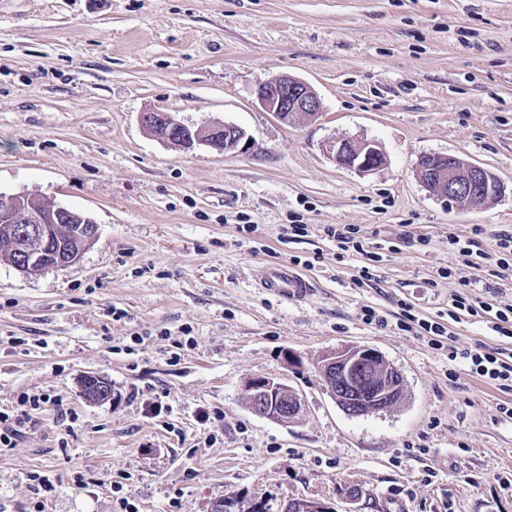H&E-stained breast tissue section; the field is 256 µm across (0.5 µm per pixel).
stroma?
<instances>
[{"instance_id": "stroma-1", "label": "stroma", "mask_w": 512, "mask_h": 512, "mask_svg": "<svg viewBox=\"0 0 512 512\" xmlns=\"http://www.w3.org/2000/svg\"><path fill=\"white\" fill-rule=\"evenodd\" d=\"M281 75L316 90L317 117L284 123L258 105L256 87ZM150 111L232 123L251 144H167L142 128ZM341 138L376 142L383 165L339 167ZM428 153L483 165L504 194L448 208L417 177ZM0 190L98 226L69 267L26 276L0 261V410L23 392L53 397L0 452V512H30L34 471L54 479L45 512H115L121 473L139 512H212L223 496L234 512L291 499L512 512L504 393L463 370L449 378L444 354L396 327L401 303L434 319L468 281L512 304V280L464 266L446 243L453 232L488 251L512 230V0H0ZM291 224L307 236L289 237ZM330 224L381 244L372 286L354 285L360 259H337ZM296 258L307 299L256 288L261 266ZM443 267L454 275L440 281ZM366 305L385 325L363 323ZM347 345L399 370L398 406L352 417L336 405L317 365ZM89 376L109 400L84 398ZM255 376L297 391L302 416L253 414ZM157 397L171 411L153 418Z\"/></svg>"}]
</instances>
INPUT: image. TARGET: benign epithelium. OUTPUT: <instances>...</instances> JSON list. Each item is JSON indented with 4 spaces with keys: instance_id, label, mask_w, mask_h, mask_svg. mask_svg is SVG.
Instances as JSON below:
<instances>
[{
    "instance_id": "benign-epithelium-1",
    "label": "benign epithelium",
    "mask_w": 512,
    "mask_h": 512,
    "mask_svg": "<svg viewBox=\"0 0 512 512\" xmlns=\"http://www.w3.org/2000/svg\"><path fill=\"white\" fill-rule=\"evenodd\" d=\"M259 105L279 120L291 122L297 116L315 117L321 101L305 81L283 75L260 84L255 90ZM143 128L158 140L191 149L206 145L220 152H243L248 136L237 125L215 123L191 127L167 112H145L140 116ZM337 165L368 173L379 168L384 155L372 141L343 140L332 146ZM417 173L421 183L448 206L471 209L496 200L504 185L488 169L454 155L427 154L419 158ZM38 195L28 192L0 191V223L14 225L13 231L21 245L16 249L13 267L24 275H38L76 263L95 241L98 225L87 216L72 231L74 244L65 248L57 235V225L71 220L72 211L58 206L46 215L36 207ZM372 367L374 376L368 386L359 382L363 364ZM330 396L347 414L361 416L386 410L402 397L400 373L377 350L352 345L325 354L319 365ZM252 411L282 424L295 421L302 413L301 396L283 381L272 377H253L245 382ZM281 512H334L315 500H292Z\"/></svg>"
}]
</instances>
